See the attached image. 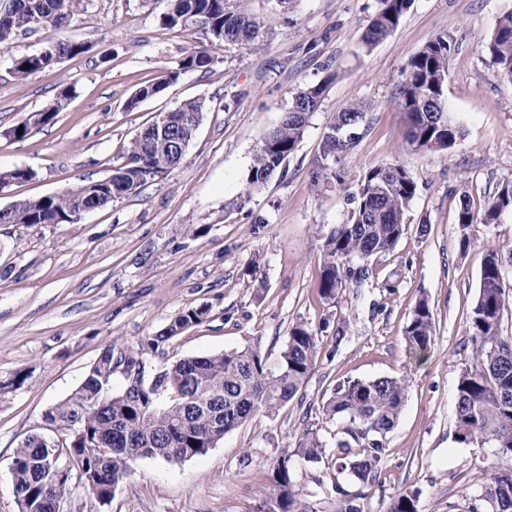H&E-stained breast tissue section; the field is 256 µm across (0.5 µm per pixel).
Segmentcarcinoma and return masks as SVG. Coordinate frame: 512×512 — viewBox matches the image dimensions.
Masks as SVG:
<instances>
[{
    "instance_id": "obj_1",
    "label": "carcinoma",
    "mask_w": 512,
    "mask_h": 512,
    "mask_svg": "<svg viewBox=\"0 0 512 512\" xmlns=\"http://www.w3.org/2000/svg\"><path fill=\"white\" fill-rule=\"evenodd\" d=\"M162 23L184 33L193 30L203 41L185 51L176 69L157 81L140 87L128 102L133 108L176 83L185 70L210 72L217 63L213 48L224 44L251 46L263 24L245 6V0H168ZM380 7L361 38L365 50L384 40L398 27L411 0H379ZM74 0H14L0 10V47L9 48L20 34L62 28L72 23ZM486 48L496 72L512 81V10L495 21ZM457 50L456 39L438 35L415 52L402 68L395 102L403 112L406 141L419 150H448L460 135L456 124L441 123L448 115L446 86L448 65ZM88 51L85 43L60 40L33 54L12 57V71L22 80ZM70 88L49 107L13 126L6 136L24 139L30 125L52 122L68 98ZM324 83L296 92L279 124L257 150L247 184L263 186L275 175H284L286 162L294 153L308 126L309 118L322 102ZM207 110L205 100L185 101L159 115L129 143L123 163L103 180L80 183L59 193L11 203L12 224H73L76 213L88 207L104 208L116 199L136 193L157 181L181 160L194 139ZM366 119L365 107L350 102L334 113L321 145L320 171L315 181L335 169L343 153L356 140L355 129ZM30 169L0 171V187L28 181ZM417 182L400 164L369 168L351 196L354 207L348 219L336 225L324 241L318 294L323 303H335L342 289L355 276L353 264H365L378 253L391 250L407 229L406 214L416 195ZM512 214V182L490 196L480 211L462 197L458 224H496ZM512 271V252L504 255L494 246L485 247L480 288L471 310L468 329L477 344V355L457 380L456 440L465 446L491 444L502 455L500 466L487 479L478 501H494L499 512H512V336L501 332L503 310L512 305V291L505 278ZM209 310L188 308L163 328L142 337L136 346L109 345L93 363L84 380L65 400L50 406L45 421L56 439L32 434L14 452L16 482L13 489L22 497L23 512H55V497L79 485L100 499L112 496L131 476L135 464L145 458L178 463L203 455L224 434L254 418H273L291 401L316 367L324 322L314 328L307 322L294 323L277 361L269 363L256 341L240 350L209 356L186 357L171 363L163 360L165 346L185 331L207 321ZM434 328L433 310L427 298L419 297L404 329L407 356L423 361L429 353ZM126 368L121 391L102 395V366L114 352ZM162 358L152 380L138 386L142 357ZM409 388L408 375L354 379L337 384L323 405L328 417L344 420L343 436L336 440V455L326 453V442L317 432L305 429L297 448L278 459L260 487L253 512H306L294 475V459L327 466L335 474H346L362 484L375 482L386 454L387 435L395 427ZM334 512H361L350 494L334 483ZM415 493L403 492L390 512H418Z\"/></svg>"
}]
</instances>
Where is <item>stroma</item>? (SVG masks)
Instances as JSON below:
<instances>
[{
  "label": "stroma",
  "instance_id": "1",
  "mask_svg": "<svg viewBox=\"0 0 512 512\" xmlns=\"http://www.w3.org/2000/svg\"><path fill=\"white\" fill-rule=\"evenodd\" d=\"M264 22L254 47L227 45L212 72H182L177 83L128 108L142 85L177 68L199 34L161 21L167 0H75L70 27L41 30L0 50V171L32 169V180L0 193V207L107 177L129 141L160 112L203 98L210 105L181 161L136 194L76 224H0V382L19 368L27 383L0 392V512H19L13 454L45 430L43 414L82 382L103 348L130 344L186 308L208 320L166 346L175 361L260 342L276 359L293 323L324 325L321 356L298 394L275 418L227 433L205 455L180 463L146 458L109 504L73 488L63 512H252L266 473L304 429L335 442L339 421L323 404L347 379L401 375L408 396L374 485L343 478L362 512H388L406 490L419 512H471L494 448L454 439L456 383L476 347L467 323L480 287L485 244L512 252V215L461 231V196L481 209L512 181V81L486 50L495 19L512 0H412L397 29L371 50L360 37L378 0H251ZM456 36L448 68V113L462 136L445 152L410 148L394 97L406 61L437 35ZM64 39L87 53L26 79L13 56ZM326 82L319 109L290 155L285 176L248 191L247 177L266 134L293 93ZM73 91L48 124L25 139L5 133ZM367 107L356 146L339 178L314 181L330 119L351 100ZM400 164L417 182L405 234L373 256L370 276L335 304L318 295L323 244L347 220L350 192L370 167ZM471 243L462 246V235ZM434 314L429 358L407 364L403 331L415 300ZM295 477L308 512H331L333 475L303 460Z\"/></svg>",
  "mask_w": 512,
  "mask_h": 512
}]
</instances>
